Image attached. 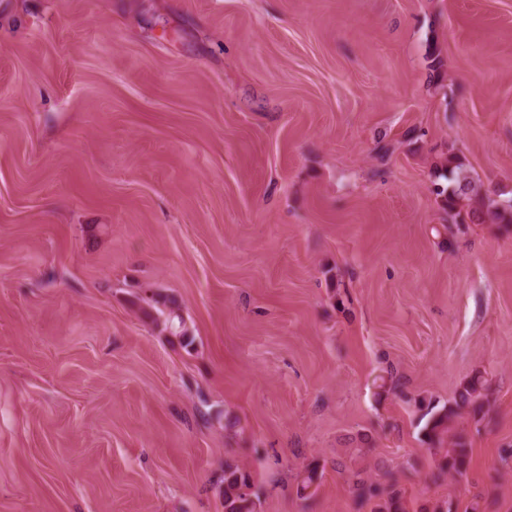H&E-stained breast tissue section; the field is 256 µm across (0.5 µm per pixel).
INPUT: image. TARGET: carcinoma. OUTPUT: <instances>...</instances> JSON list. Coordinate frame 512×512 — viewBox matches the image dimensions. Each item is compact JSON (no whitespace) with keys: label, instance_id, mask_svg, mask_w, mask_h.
I'll list each match as a JSON object with an SVG mask.
<instances>
[{"label":"carcinoma","instance_id":"obj_1","mask_svg":"<svg viewBox=\"0 0 512 512\" xmlns=\"http://www.w3.org/2000/svg\"><path fill=\"white\" fill-rule=\"evenodd\" d=\"M443 177L448 180V186L440 190L439 195L443 196V202L448 210L453 211L465 206L468 208V216L471 220H483L489 207L494 205V200L477 190L463 175L462 163L448 162V168ZM137 301L147 304V307L143 308L146 315L149 316L154 311L164 317L162 321L153 319V322L162 327V330L184 338L188 346L193 343V339L188 336L182 317L176 313L174 307L168 306V300L153 294L149 297H139ZM486 398L485 384L477 378L459 390L456 408L438 410L430 405L426 407V412L423 414L425 418L423 433L431 444L437 446L439 462L435 473L436 478L442 479L446 476L461 478L466 475L470 448L466 437L455 428V417L460 409L471 408L475 412L482 410ZM317 480V470L306 469L298 478L299 497L305 500L311 499L316 494ZM356 487L359 502L362 503L371 498L377 499L374 512H405V503L401 491L397 489L396 481H391L382 491L362 480L356 483ZM222 498L224 512H258L261 501L252 474L231 464L224 468Z\"/></svg>","mask_w":512,"mask_h":512}]
</instances>
